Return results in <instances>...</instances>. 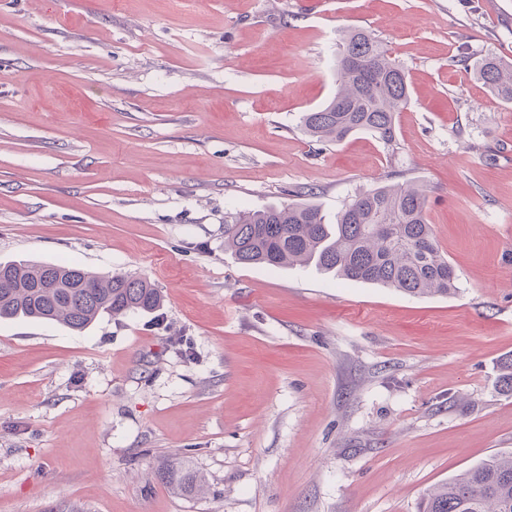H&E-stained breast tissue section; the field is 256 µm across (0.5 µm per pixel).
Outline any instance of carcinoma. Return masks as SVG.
<instances>
[{
	"mask_svg": "<svg viewBox=\"0 0 512 512\" xmlns=\"http://www.w3.org/2000/svg\"><path fill=\"white\" fill-rule=\"evenodd\" d=\"M458 61L506 103H512V64L488 55ZM336 95L301 117L319 142L368 133L390 148L398 112L408 104L404 68L370 32L354 29L337 44ZM427 194L414 183L362 189L330 223L310 202L224 213V250L242 265L309 266L343 280L380 284L413 296H448L457 275L426 218ZM0 320L57 322L82 332L103 313H152L160 291L130 273L100 277L66 262L0 263ZM185 496L204 494L205 479L186 461L172 459L155 473ZM422 512H512V453L496 454L426 490Z\"/></svg>",
	"mask_w": 512,
	"mask_h": 512,
	"instance_id": "obj_1",
	"label": "carcinoma"
}]
</instances>
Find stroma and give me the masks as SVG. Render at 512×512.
Masks as SVG:
<instances>
[{
	"instance_id": "1",
	"label": "stroma",
	"mask_w": 512,
	"mask_h": 512,
	"mask_svg": "<svg viewBox=\"0 0 512 512\" xmlns=\"http://www.w3.org/2000/svg\"><path fill=\"white\" fill-rule=\"evenodd\" d=\"M408 75L386 150L311 141L343 31ZM512 0H0V262L134 273L160 310L0 322V512H418L512 451ZM414 181L458 291L236 263L224 215ZM185 458L209 491L153 478ZM456 62L470 67L493 94L506 103H512V64L491 55L476 59L472 64H469L468 56H461Z\"/></svg>"
}]
</instances>
